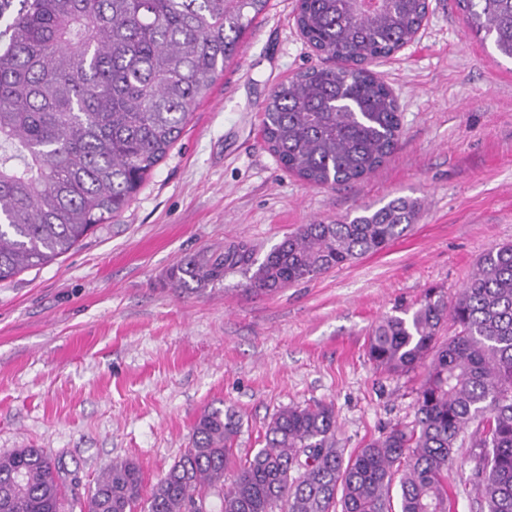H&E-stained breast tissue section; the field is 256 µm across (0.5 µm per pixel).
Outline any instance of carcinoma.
I'll use <instances>...</instances> for the list:
<instances>
[{
    "mask_svg": "<svg viewBox=\"0 0 512 512\" xmlns=\"http://www.w3.org/2000/svg\"><path fill=\"white\" fill-rule=\"evenodd\" d=\"M268 0H0V282L69 252L120 215L179 138ZM467 29L512 60V0H457ZM426 0H297L295 22L326 62L277 84L262 133L282 167L314 186L356 183L395 150L398 103L368 65L409 43ZM421 203L396 197L334 224H303L255 263L231 242L177 263L186 293L239 272L269 295L384 248ZM456 334L439 340L447 320ZM376 369H424L414 418L349 454L331 405L289 406L265 446L224 484L241 419L208 407L191 445L150 490L148 512H450L459 438L486 512H512V243L487 251L453 304L429 289L372 329ZM60 466L41 448L0 456V512H60ZM143 478L116 461L81 512H134Z\"/></svg>",
    "mask_w": 512,
    "mask_h": 512,
    "instance_id": "carcinoma-1",
    "label": "carcinoma"
}]
</instances>
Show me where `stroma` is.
I'll use <instances>...</instances> for the list:
<instances>
[{
    "label": "stroma",
    "mask_w": 512,
    "mask_h": 512,
    "mask_svg": "<svg viewBox=\"0 0 512 512\" xmlns=\"http://www.w3.org/2000/svg\"><path fill=\"white\" fill-rule=\"evenodd\" d=\"M295 7L268 0L120 217L0 283V456L44 449L84 497L116 460L152 487L206 407L241 417L238 460L292 405L332 404L349 452L412 420L421 372L376 370L368 333L428 289L456 299L478 259L512 242V61L466 34L456 0H430L414 40L370 66L399 103L396 150L362 182L318 188L261 132L273 87L322 63ZM399 196L421 210L384 249L276 294L246 293L239 273L192 294L168 279L199 249L245 240L260 260L300 225ZM472 468L457 448L453 512H482Z\"/></svg>",
    "instance_id": "obj_1"
}]
</instances>
